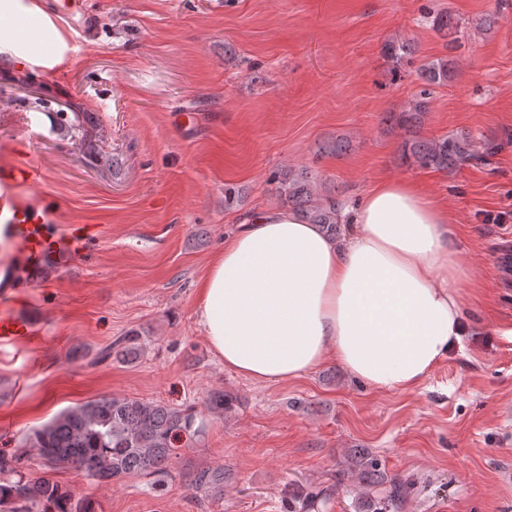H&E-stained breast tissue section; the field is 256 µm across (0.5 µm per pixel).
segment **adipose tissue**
I'll list each match as a JSON object with an SVG mask.
<instances>
[{
  "instance_id": "1",
  "label": "adipose tissue",
  "mask_w": 512,
  "mask_h": 512,
  "mask_svg": "<svg viewBox=\"0 0 512 512\" xmlns=\"http://www.w3.org/2000/svg\"><path fill=\"white\" fill-rule=\"evenodd\" d=\"M334 240L293 210L259 212L212 259L196 317L225 368L257 382L328 360L381 392L420 385L466 332L447 209L385 179Z\"/></svg>"
}]
</instances>
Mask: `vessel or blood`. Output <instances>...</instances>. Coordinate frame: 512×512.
Here are the masks:
<instances>
[{"instance_id": "obj_1", "label": "vessel or blood", "mask_w": 512, "mask_h": 512, "mask_svg": "<svg viewBox=\"0 0 512 512\" xmlns=\"http://www.w3.org/2000/svg\"><path fill=\"white\" fill-rule=\"evenodd\" d=\"M90 0H56L57 16L81 22L90 12ZM45 172L35 160L23 158L0 164V236L7 238L14 250L15 264L9 279L0 284V303L13 302V288L20 278L42 273L47 267L84 254L86 245L99 229L92 224L74 225L66 235L52 231L47 213L28 204L17 193L18 187H41ZM33 329L16 311L0 313V343L28 340Z\"/></svg>"}]
</instances>
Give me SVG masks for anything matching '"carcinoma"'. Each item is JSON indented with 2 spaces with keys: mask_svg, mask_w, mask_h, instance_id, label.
<instances>
[{
  "mask_svg": "<svg viewBox=\"0 0 512 512\" xmlns=\"http://www.w3.org/2000/svg\"><path fill=\"white\" fill-rule=\"evenodd\" d=\"M435 31L454 46L459 38L458 23L446 13L433 20ZM387 59L392 73H397L404 60L410 59L414 48L407 41L386 44ZM453 61L439 58L422 64L417 70L421 89L408 109L392 112L389 120L404 131L402 159L421 168L448 174L469 163H484L500 149L492 142L476 145L466 133L427 139L419 135L421 120L428 112L433 87L451 79ZM317 176L307 169L288 171L277 178V192L310 224H317L330 238L339 234L341 201L318 191ZM139 353L134 337L125 339L118 350L108 346L100 351L96 361L102 362L116 354L132 359ZM196 411L170 407L135 397L104 395L84 402L36 429L29 436L37 451L40 465L48 470L74 468L86 471L104 483L117 482L129 474L139 473L162 478L168 474V462L181 437L192 439L199 433L195 428ZM356 465L361 467L359 480L370 487L386 485L380 512H401L408 487L386 475L378 459L365 451L359 452ZM192 487L212 499L224 496V470L203 469L191 479ZM335 489H321L305 494L301 508L326 505ZM0 512H94L88 501L74 499L67 487L44 476L31 477L27 466L16 456L0 455Z\"/></svg>",
  "mask_w": 512,
  "mask_h": 512,
  "instance_id": "cac0c4a2",
  "label": "carcinoma"
}]
</instances>
